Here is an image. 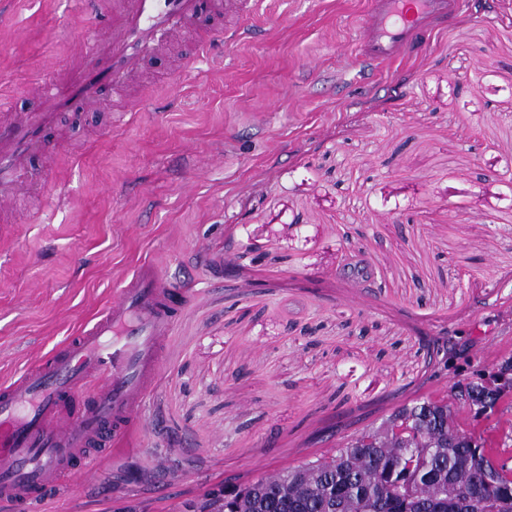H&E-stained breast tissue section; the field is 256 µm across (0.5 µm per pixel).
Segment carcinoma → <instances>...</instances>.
I'll use <instances>...</instances> for the list:
<instances>
[{
  "label": "carcinoma",
  "mask_w": 512,
  "mask_h": 512,
  "mask_svg": "<svg viewBox=\"0 0 512 512\" xmlns=\"http://www.w3.org/2000/svg\"><path fill=\"white\" fill-rule=\"evenodd\" d=\"M435 399L433 394H422L397 412L413 427H423L427 443L446 452L427 454L403 440L370 448L364 430L330 454L302 460L276 472L273 479L264 476L246 483L237 503L239 512H258L264 501L267 512H328L333 500L338 502L336 512H427L440 481L451 484L461 498L473 496L480 483L473 459L479 451L492 456L493 449L453 441L450 431L457 428L453 414L429 417ZM414 455L416 498L409 499L394 488L402 460Z\"/></svg>",
  "instance_id": "carcinoma-1"
}]
</instances>
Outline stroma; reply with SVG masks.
<instances>
[{"label": "stroma", "instance_id": "obj_1", "mask_svg": "<svg viewBox=\"0 0 512 512\" xmlns=\"http://www.w3.org/2000/svg\"><path fill=\"white\" fill-rule=\"evenodd\" d=\"M366 0H263L189 73L167 57L126 125L29 174L0 224V380L77 333L145 263L188 292L139 428L80 497L35 512H187L211 488L329 452L396 407L512 356V0H466L373 69ZM73 0L0 10V93L90 49ZM462 427L512 457V403Z\"/></svg>", "mask_w": 512, "mask_h": 512}]
</instances>
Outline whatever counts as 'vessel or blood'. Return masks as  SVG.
Segmentation results:
<instances>
[{
  "instance_id": "obj_1",
  "label": "vessel or blood",
  "mask_w": 512,
  "mask_h": 512,
  "mask_svg": "<svg viewBox=\"0 0 512 512\" xmlns=\"http://www.w3.org/2000/svg\"><path fill=\"white\" fill-rule=\"evenodd\" d=\"M260 0H83L96 21L91 55L72 60L51 80L32 79L36 111H13L0 97V213L36 191L31 154L49 138L63 139L58 116L114 105L115 124L137 111L146 56L185 34L195 39L181 71L219 42L239 41ZM463 0H370L358 52L382 65L428 39L437 19L456 14ZM179 289L162 283L147 264L77 336L0 384V504L30 512L54 489L74 495L99 477L96 464L131 431L152 391L161 348L181 306Z\"/></svg>"
}]
</instances>
